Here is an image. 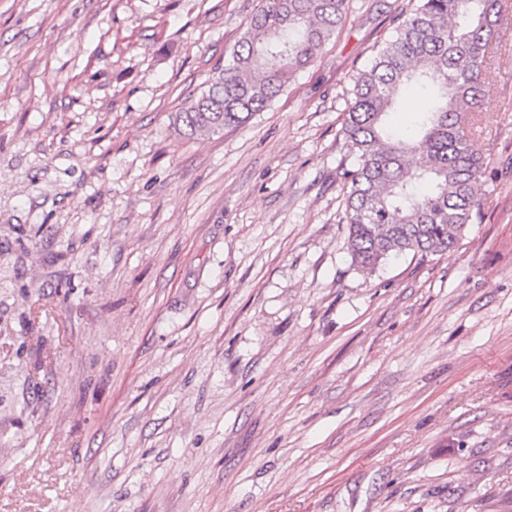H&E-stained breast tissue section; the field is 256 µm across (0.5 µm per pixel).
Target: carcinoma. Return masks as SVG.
Returning a JSON list of instances; mask_svg holds the SVG:
<instances>
[{
  "label": "carcinoma",
  "mask_w": 512,
  "mask_h": 512,
  "mask_svg": "<svg viewBox=\"0 0 512 512\" xmlns=\"http://www.w3.org/2000/svg\"><path fill=\"white\" fill-rule=\"evenodd\" d=\"M346 9L347 0H266L207 88L178 113L183 133L217 135L265 111L315 61ZM393 25L353 76L342 130L354 157L343 172L348 250L367 273L404 254H443L481 222L487 157L471 127L490 111L512 0H417ZM411 88L427 92L430 106L402 136L388 116Z\"/></svg>",
  "instance_id": "carcinoma-1"
}]
</instances>
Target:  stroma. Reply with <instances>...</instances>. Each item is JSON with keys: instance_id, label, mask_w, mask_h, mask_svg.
I'll use <instances>...</instances> for the list:
<instances>
[{"instance_id": "stroma-1", "label": "stroma", "mask_w": 512, "mask_h": 512, "mask_svg": "<svg viewBox=\"0 0 512 512\" xmlns=\"http://www.w3.org/2000/svg\"><path fill=\"white\" fill-rule=\"evenodd\" d=\"M263 0H0V512H512V31L483 220L370 275L349 0L243 126L187 137Z\"/></svg>"}]
</instances>
